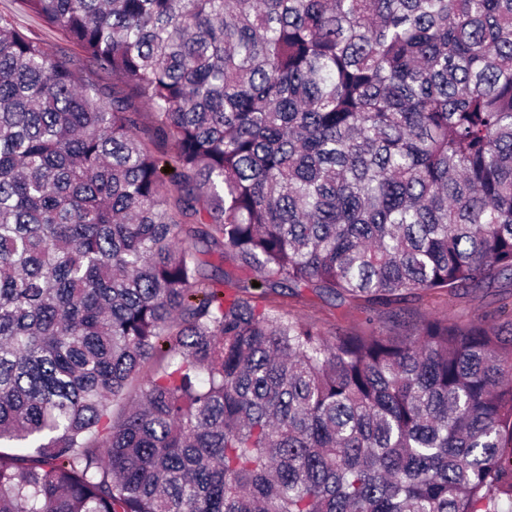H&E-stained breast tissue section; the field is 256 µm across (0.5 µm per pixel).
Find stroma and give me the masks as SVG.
<instances>
[{
  "instance_id": "obj_1",
  "label": "stroma",
  "mask_w": 512,
  "mask_h": 512,
  "mask_svg": "<svg viewBox=\"0 0 512 512\" xmlns=\"http://www.w3.org/2000/svg\"><path fill=\"white\" fill-rule=\"evenodd\" d=\"M22 29L32 37L41 39L50 53L69 65L84 68L79 50L67 42L59 33L45 27L37 19L22 16L18 19ZM222 268L231 277L248 282L247 297L256 304L279 310L281 313L300 319L314 326L326 338L371 328L392 336L405 334L426 317H437L448 321H504V305L512 303V281L503 279L488 288L477 290L459 289L451 294L415 297L406 302V311L401 317L379 309H367L356 302L338 303L316 292L305 290L288 295L274 290L262 291L253 288L254 276L242 270L232 261H224Z\"/></svg>"
}]
</instances>
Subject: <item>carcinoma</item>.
Instances as JSON below:
<instances>
[{"mask_svg": "<svg viewBox=\"0 0 512 512\" xmlns=\"http://www.w3.org/2000/svg\"><path fill=\"white\" fill-rule=\"evenodd\" d=\"M11 4L0 512L512 504V318L327 339L184 246L370 308L512 280V0ZM18 23L29 36L41 39L53 56L66 61L77 69H83V73L89 76L90 80L94 81L97 78L95 74L87 70L89 66H86L83 61L81 52L59 33L48 29L37 19L27 16L19 17Z\"/></svg>", "mask_w": 512, "mask_h": 512, "instance_id": "obj_1", "label": "carcinoma"}]
</instances>
